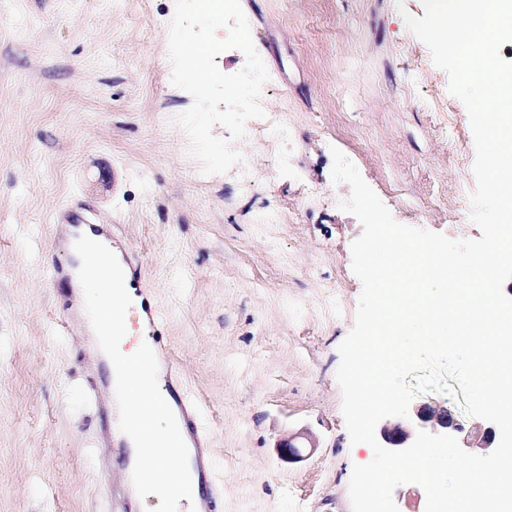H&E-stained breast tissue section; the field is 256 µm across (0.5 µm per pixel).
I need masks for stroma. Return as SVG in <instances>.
Wrapping results in <instances>:
<instances>
[{
	"label": "stroma",
	"mask_w": 512,
	"mask_h": 512,
	"mask_svg": "<svg viewBox=\"0 0 512 512\" xmlns=\"http://www.w3.org/2000/svg\"><path fill=\"white\" fill-rule=\"evenodd\" d=\"M290 130L272 170L203 174L175 124V0H0V512H108L96 381L60 328L55 224H116L166 313L213 448L214 512H352V444L336 378L362 283L360 222L331 179L339 149L404 225L481 232L455 186L474 183L468 112L403 16L422 0H240ZM274 212L279 223L262 218ZM313 443L299 462L279 443Z\"/></svg>",
	"instance_id": "obj_1"
}]
</instances>
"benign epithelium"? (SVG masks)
<instances>
[{"label": "benign epithelium", "instance_id": "obj_1", "mask_svg": "<svg viewBox=\"0 0 512 512\" xmlns=\"http://www.w3.org/2000/svg\"><path fill=\"white\" fill-rule=\"evenodd\" d=\"M420 430L451 435L465 451L477 455L491 453L497 440L496 430L491 426H477L467 430L448 408L424 404L414 408L407 418L384 420L379 428L382 446L391 450L405 449L412 444Z\"/></svg>", "mask_w": 512, "mask_h": 512}]
</instances>
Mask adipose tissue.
Returning <instances> with one entry per match:
<instances>
[{
	"instance_id": "ef3b65f1",
	"label": "adipose tissue",
	"mask_w": 512,
	"mask_h": 512,
	"mask_svg": "<svg viewBox=\"0 0 512 512\" xmlns=\"http://www.w3.org/2000/svg\"><path fill=\"white\" fill-rule=\"evenodd\" d=\"M77 285L90 323L103 350L112 358V383L123 412L115 422L119 438L139 449L146 492L170 507L194 502L200 493L174 467L172 451L186 437L172 420L168 396L156 388L158 360L131 317L138 297L119 272L80 266Z\"/></svg>"
}]
</instances>
